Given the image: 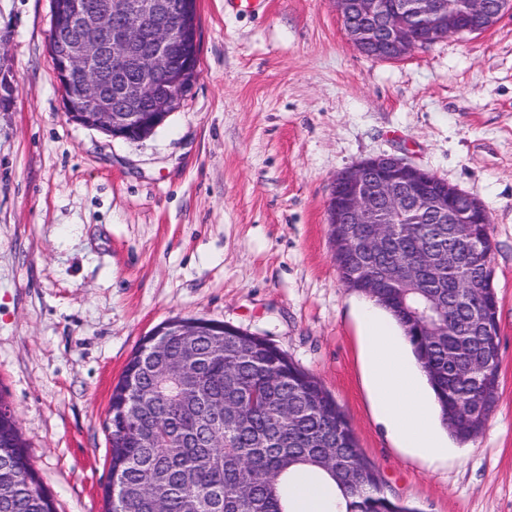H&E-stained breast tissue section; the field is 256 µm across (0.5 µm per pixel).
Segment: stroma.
<instances>
[{
  "label": "stroma",
  "mask_w": 512,
  "mask_h": 512,
  "mask_svg": "<svg viewBox=\"0 0 512 512\" xmlns=\"http://www.w3.org/2000/svg\"><path fill=\"white\" fill-rule=\"evenodd\" d=\"M52 0H0V398L56 512H106L112 389L164 321L265 337L346 414L422 512H512V14L385 61L334 0L246 14L198 0L199 77L151 136L70 122ZM393 153L490 219L500 389L464 453L410 455L377 413L327 206L336 173Z\"/></svg>",
  "instance_id": "obj_1"
}]
</instances>
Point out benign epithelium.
<instances>
[{
	"label": "benign epithelium",
	"mask_w": 512,
	"mask_h": 512,
	"mask_svg": "<svg viewBox=\"0 0 512 512\" xmlns=\"http://www.w3.org/2000/svg\"><path fill=\"white\" fill-rule=\"evenodd\" d=\"M347 35L363 54L400 60L438 39L437 28L481 33L506 13L512 0H335ZM48 47L55 61L69 120L114 139L140 140L176 111L197 80L194 68L174 66L197 28L189 0H53ZM462 192L403 157L383 154L336 173L328 202V224L337 229L335 250H349L345 224L370 228L366 249L388 245L392 217H436L452 234L482 253L491 239L477 238L472 225L488 221L484 206L469 198L464 209L448 205ZM196 323L161 324L150 334L151 350L170 336H195Z\"/></svg>",
	"instance_id": "7a95c632"
}]
</instances>
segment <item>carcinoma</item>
I'll return each instance as SVG.
<instances>
[{
	"instance_id": "1",
	"label": "carcinoma",
	"mask_w": 512,
	"mask_h": 512,
	"mask_svg": "<svg viewBox=\"0 0 512 512\" xmlns=\"http://www.w3.org/2000/svg\"><path fill=\"white\" fill-rule=\"evenodd\" d=\"M356 259L335 256L340 279L351 287L358 265L391 279L425 253L441 266L429 288L402 282L401 302L383 291L370 298L402 328L434 392L450 436L466 444L482 432L489 379L500 386L498 300L491 284V256L467 255L448 225H392L389 247L365 252L360 230L348 225ZM453 303L463 330L436 331ZM427 314L411 327L410 308ZM192 376L175 380L172 365L185 349L171 336L162 353L143 343L126 364L108 409L110 481L125 486L126 512H293L299 475L328 480L331 512H421L388 492L363 456L341 408L321 384L261 336L225 330L196 336ZM493 368L488 377L487 368ZM141 388L139 414L122 410L125 390ZM224 405V426L207 425L210 409ZM0 512H55L51 494L29 461L13 412L0 410Z\"/></svg>"
}]
</instances>
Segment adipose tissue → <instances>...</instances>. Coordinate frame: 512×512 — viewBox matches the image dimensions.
<instances>
[{"label":"adipose tissue","mask_w":512,"mask_h":512,"mask_svg":"<svg viewBox=\"0 0 512 512\" xmlns=\"http://www.w3.org/2000/svg\"><path fill=\"white\" fill-rule=\"evenodd\" d=\"M362 321L384 422L417 454H445L447 448L435 422L433 392L398 325L372 301L365 303Z\"/></svg>","instance_id":"adipose-tissue-1"}]
</instances>
